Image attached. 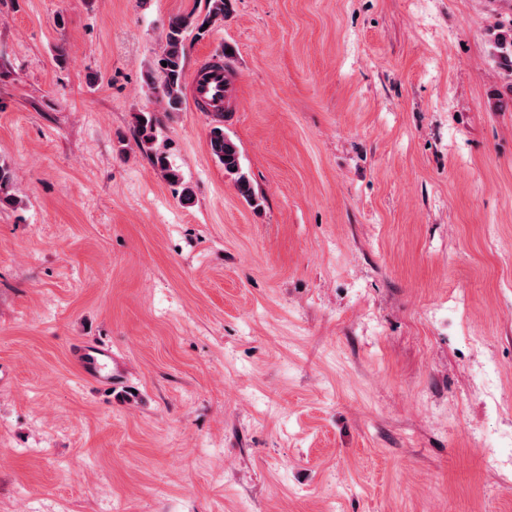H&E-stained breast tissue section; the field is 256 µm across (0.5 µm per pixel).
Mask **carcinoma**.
I'll list each match as a JSON object with an SVG mask.
<instances>
[{"label":"carcinoma","instance_id":"1","mask_svg":"<svg viewBox=\"0 0 512 512\" xmlns=\"http://www.w3.org/2000/svg\"><path fill=\"white\" fill-rule=\"evenodd\" d=\"M231 8L232 0H208V13L201 20L184 16L170 18L165 35V49L161 57V60L167 62V66L161 68L163 82L158 86L170 107L176 108L182 103L186 64L184 41L187 32L195 30L197 35H204L207 26L227 18ZM495 48L499 65L512 73V27L498 33ZM158 124L159 120L155 115L148 112L138 113L135 116V135L138 144L150 156L154 167L163 178L170 185L181 187L182 197L188 201L191 199L192 191L184 185L180 169L171 163L165 152L153 147ZM209 145L212 155L224 167V174L233 181L239 195L249 205L259 206V196L242 168L238 146L226 135L224 127L214 126L210 129ZM14 177V170L7 163L0 161V206L17 203V199L11 194Z\"/></svg>","mask_w":512,"mask_h":512}]
</instances>
